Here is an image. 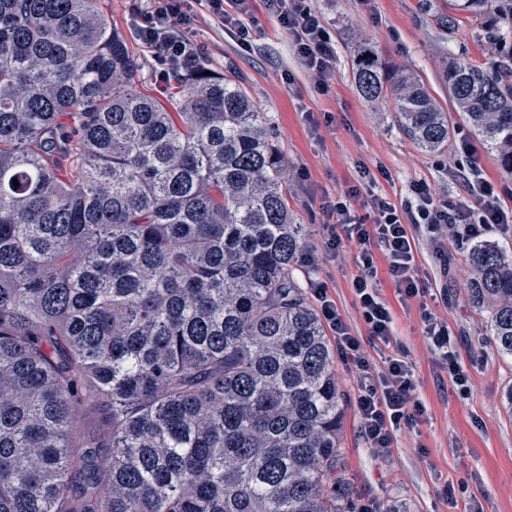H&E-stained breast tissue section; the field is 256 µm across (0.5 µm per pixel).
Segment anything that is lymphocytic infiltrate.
<instances>
[{
    "label": "lymphocytic infiltrate",
    "instance_id": "lymphocytic-infiltrate-1",
    "mask_svg": "<svg viewBox=\"0 0 512 512\" xmlns=\"http://www.w3.org/2000/svg\"><path fill=\"white\" fill-rule=\"evenodd\" d=\"M189 0H149L146 10L137 12V35L150 48L162 74L186 69L197 59V50L188 34L196 17ZM211 14L223 25L233 27L241 45H249L259 24L253 15L252 0H207ZM269 15L287 28L301 66L317 90L328 91L336 80V42L322 13L310 0H265ZM461 150L470 159L463 180L466 194L453 202L438 200L424 183L414 184V204L396 208L386 198L375 196L369 203L370 216L357 217L351 203L357 195L349 189L325 200L326 241L324 248H308L301 256L303 265L317 267L325 253H338L346 244L357 243L354 257L357 269L352 288L358 308L368 326L369 337L389 344L393 337V317L376 289L378 259H385L388 275L403 298L424 292L414 263L417 241H424L440 265L448 263L449 247L463 249L490 230L512 233V211L501 207L500 190L483 175L481 159L469 142ZM313 294L320 303L323 318L335 333L343 358L357 370L358 395L355 401L359 430L377 456L391 451L393 434L404 426H414L425 409L415 400L416 384L404 351L387 359L380 371H372L359 337L353 336L323 284ZM422 332L431 351L439 357L455 384L466 387L468 376L451 345L448 325L432 312L422 314Z\"/></svg>",
    "mask_w": 512,
    "mask_h": 512
}]
</instances>
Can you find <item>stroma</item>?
<instances>
[{
	"label": "stroma",
	"mask_w": 512,
	"mask_h": 512,
	"mask_svg": "<svg viewBox=\"0 0 512 512\" xmlns=\"http://www.w3.org/2000/svg\"><path fill=\"white\" fill-rule=\"evenodd\" d=\"M145 0H98V8L127 40L138 58L136 85L142 92L164 97L173 80H164L152 52L139 41L133 5ZM259 27L251 47L239 45L232 28L211 18L199 0H192L199 22L191 39L198 61L206 67L239 77L260 111L266 112L287 169L284 190L297 221L307 230L308 243L324 241L321 205L349 188L357 216L369 213L372 196L386 197L403 207L414 184L425 182L460 198L467 166L459 150L462 140L476 144L485 177L507 187L500 203L512 210V174L502 170L493 152L455 119L448 149L440 155L419 150L405 136L387 101L363 98L353 81L351 58L364 42L374 45L391 62L417 72L432 95L449 105L443 71L450 60L467 56L482 61L491 46L480 38L469 19L455 33L440 26L437 15L447 13L448 0H313L330 24L336 41V81L329 92L314 89L303 72L292 38L267 15L263 0H254ZM331 116L330 124L312 130L307 118ZM369 169L371 179L360 176ZM357 246L329 257L318 269L299 266L303 285L323 282L353 335L359 336L374 367H381L387 349L374 344L359 316L352 290ZM416 265L429 288L423 300L402 302L379 261L377 289L389 305L397 343L406 351L416 380V397L425 408L418 425L397 431L392 453L375 457L360 434L353 402L356 370L337 360L338 385L348 405L340 441L336 479L352 500H376L383 512H512V417L502 405V393L512 384V360L501 359L486 343L485 314L477 312L465 284L470 269L459 252H449L440 266L427 248H419ZM432 309L448 325L458 357L468 376L469 392L460 395L447 369L433 354L421 330L422 307ZM460 486L456 503L441 496L445 484Z\"/></svg>",
	"instance_id": "obj_1"
}]
</instances>
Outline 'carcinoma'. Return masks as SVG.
Instances as JSON below:
<instances>
[{
  "label": "carcinoma",
  "instance_id": "cac0c4a2",
  "mask_svg": "<svg viewBox=\"0 0 512 512\" xmlns=\"http://www.w3.org/2000/svg\"><path fill=\"white\" fill-rule=\"evenodd\" d=\"M448 9L496 47L444 80L512 173V0ZM206 71L175 76L172 112L136 89L96 0H0V512H353L331 477L346 400L295 275L307 232L286 168L267 114ZM353 74L418 148L448 147L413 70L365 42ZM467 258L488 343L512 358V255L477 240ZM90 398L97 439L77 421ZM78 422L85 437H99L106 427V408L99 403H87L79 409Z\"/></svg>",
  "mask_w": 512,
  "mask_h": 512
}]
</instances>
